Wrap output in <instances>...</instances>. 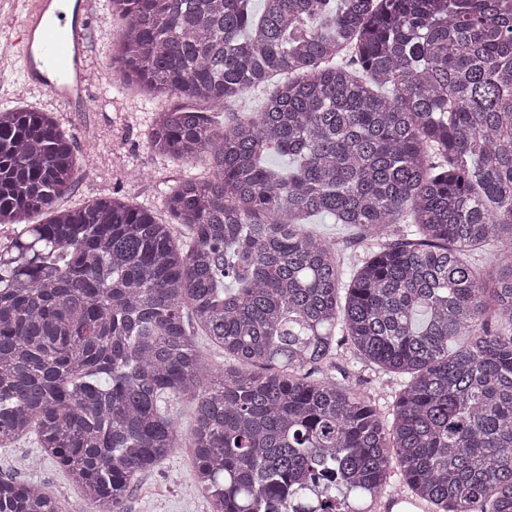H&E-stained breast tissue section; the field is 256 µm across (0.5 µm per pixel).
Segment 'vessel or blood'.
I'll use <instances>...</instances> for the list:
<instances>
[{
  "label": "vessel or blood",
  "instance_id": "1",
  "mask_svg": "<svg viewBox=\"0 0 512 512\" xmlns=\"http://www.w3.org/2000/svg\"><path fill=\"white\" fill-rule=\"evenodd\" d=\"M94 0H0V16H19V27L0 37L22 57L29 85L63 103L86 104L91 85L92 43L87 32ZM377 512H428L401 492L378 501Z\"/></svg>",
  "mask_w": 512,
  "mask_h": 512
}]
</instances>
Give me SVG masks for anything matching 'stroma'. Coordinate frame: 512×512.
<instances>
[{"label": "stroma", "mask_w": 512, "mask_h": 512, "mask_svg": "<svg viewBox=\"0 0 512 512\" xmlns=\"http://www.w3.org/2000/svg\"><path fill=\"white\" fill-rule=\"evenodd\" d=\"M118 32L108 0H96L88 34L93 53L90 65L99 75L88 96L87 111L52 100L44 90L23 86L22 75L0 85V107L51 113L58 126L73 139L79 158L96 155L94 167L79 168L70 189L57 205L82 206L99 194L116 192L132 204L150 206L159 219L167 213L161 204L163 190L174 187L186 174L207 177V162H175L154 153L147 131L163 96L125 85L119 67L107 62L108 49ZM307 233L335 244L344 269L362 256L366 242L357 229L320 217L306 225ZM190 449L178 450L154 468L142 473L131 487L124 512H209L203 492L192 478ZM44 486L58 498L65 512H89V505L69 474L45 456L35 436L0 447V476Z\"/></svg>", "instance_id": "35a3bbf8"}]
</instances>
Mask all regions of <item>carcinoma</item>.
Segmentation results:
<instances>
[{
  "label": "carcinoma",
  "instance_id": "1",
  "mask_svg": "<svg viewBox=\"0 0 512 512\" xmlns=\"http://www.w3.org/2000/svg\"><path fill=\"white\" fill-rule=\"evenodd\" d=\"M109 2L110 65L169 99L149 146L211 175L164 192L169 224L113 194L60 208L70 139L0 109V445L35 434L123 512L187 400L211 512H373L393 469L431 512H512V0ZM247 90L260 111H229ZM319 216L365 238L348 279ZM343 346L409 376L391 421L313 377ZM0 512L64 510L1 477ZM196 342L199 351L203 355L205 362L214 367V369H225L226 372L237 367V363L231 358H224V351L214 345L207 336H196Z\"/></svg>",
  "mask_w": 512,
  "mask_h": 512
}]
</instances>
